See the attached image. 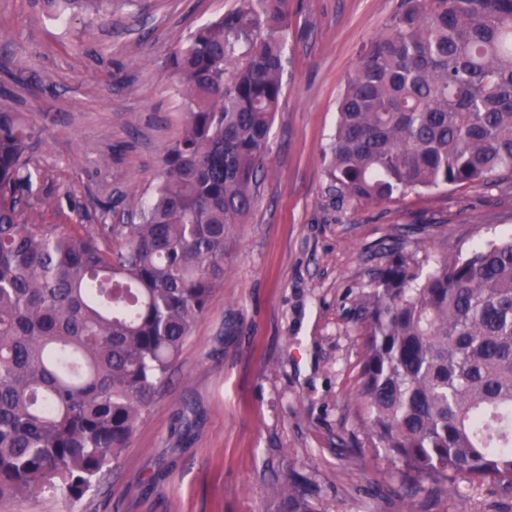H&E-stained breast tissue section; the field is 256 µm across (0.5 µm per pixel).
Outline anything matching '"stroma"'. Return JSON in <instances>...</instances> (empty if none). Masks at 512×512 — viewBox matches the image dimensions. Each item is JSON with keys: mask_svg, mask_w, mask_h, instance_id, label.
<instances>
[{"mask_svg": "<svg viewBox=\"0 0 512 512\" xmlns=\"http://www.w3.org/2000/svg\"><path fill=\"white\" fill-rule=\"evenodd\" d=\"M232 5L112 0L111 21L61 24L42 0H0V107L40 128L30 223L123 224L140 209L180 130L167 59ZM397 5L288 0L283 96L223 288L118 463L82 499L43 492L8 512H278L277 489L298 473L317 512H512V494L465 478L440 502L400 503L352 401L377 274L512 234V176L383 203L330 194L337 101Z\"/></svg>", "mask_w": 512, "mask_h": 512, "instance_id": "stroma-1", "label": "stroma"}]
</instances>
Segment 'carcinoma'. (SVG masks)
Segmentation results:
<instances>
[{"label":"carcinoma","instance_id":"obj_1","mask_svg":"<svg viewBox=\"0 0 512 512\" xmlns=\"http://www.w3.org/2000/svg\"><path fill=\"white\" fill-rule=\"evenodd\" d=\"M288 0H237L171 52L181 132L135 224H28L35 123L0 107V509L80 499L127 447L224 286L283 93ZM107 20L112 0H43ZM330 190L386 202L512 174V0H400L337 106ZM355 390L400 500L456 479L512 494V237L427 271L398 258L361 310ZM307 479L282 512H315Z\"/></svg>","mask_w":512,"mask_h":512}]
</instances>
